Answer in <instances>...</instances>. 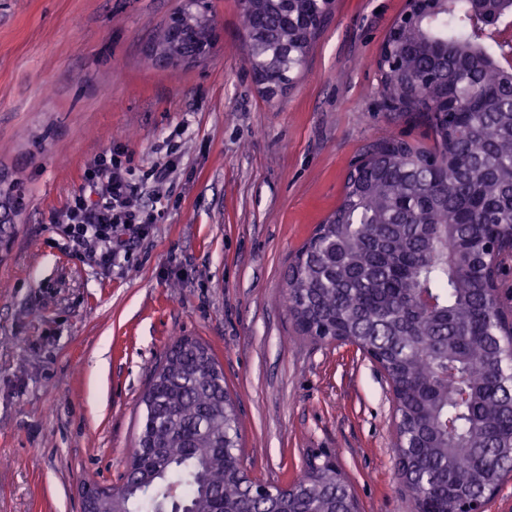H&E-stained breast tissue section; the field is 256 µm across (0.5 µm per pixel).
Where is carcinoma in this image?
I'll list each match as a JSON object with an SVG mask.
<instances>
[{"mask_svg": "<svg viewBox=\"0 0 512 512\" xmlns=\"http://www.w3.org/2000/svg\"><path fill=\"white\" fill-rule=\"evenodd\" d=\"M495 26L456 0L392 25L379 65L389 112L418 120L431 143L388 135L348 172L342 200L289 266L288 313L313 339L345 336L371 351L397 396L405 481L436 512H457L512 472V335L498 273L512 252V0ZM192 12L187 49L215 29ZM322 0L242 9L253 66L285 88L322 25ZM179 338L143 395L142 452L114 512H355L329 461L258 497L242 464L240 422L215 358Z\"/></svg>", "mask_w": 512, "mask_h": 512, "instance_id": "carcinoma-1", "label": "carcinoma"}]
</instances>
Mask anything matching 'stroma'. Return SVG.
<instances>
[{
    "mask_svg": "<svg viewBox=\"0 0 512 512\" xmlns=\"http://www.w3.org/2000/svg\"><path fill=\"white\" fill-rule=\"evenodd\" d=\"M179 3L0 0V171L27 196L0 247V512H80L84 484L120 486L140 399L181 336L224 372L252 479L283 486L327 457L360 512H414L383 373L352 344L299 335L283 306L290 263L364 148L429 139L383 107L377 59L406 0H335L272 98L239 0H206V61L158 64L149 48ZM112 148L138 180L176 168L157 222L116 233L120 260L103 265L59 221Z\"/></svg>",
    "mask_w": 512,
    "mask_h": 512,
    "instance_id": "obj_1",
    "label": "stroma"
}]
</instances>
